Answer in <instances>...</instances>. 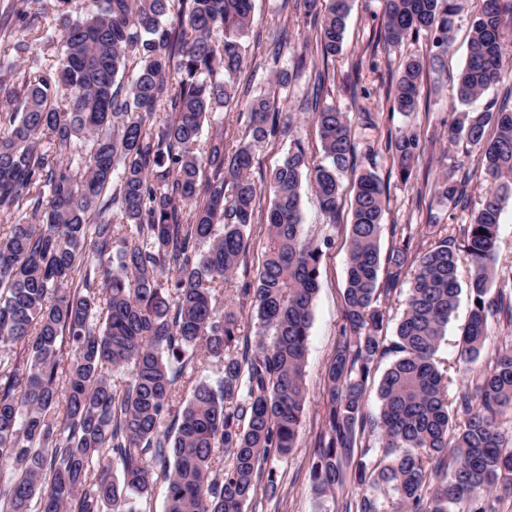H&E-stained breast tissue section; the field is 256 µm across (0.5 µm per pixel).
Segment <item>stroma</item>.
Returning a JSON list of instances; mask_svg holds the SVG:
<instances>
[{
	"instance_id": "35a3bbf8",
	"label": "stroma",
	"mask_w": 512,
	"mask_h": 512,
	"mask_svg": "<svg viewBox=\"0 0 512 512\" xmlns=\"http://www.w3.org/2000/svg\"><path fill=\"white\" fill-rule=\"evenodd\" d=\"M281 0H254L253 20L245 36L252 60L244 76L254 91L267 89L273 80L277 63L267 53L270 34L279 27L288 30V53L315 56L314 32L302 15L281 13ZM20 0H0V52L10 51L18 40L29 41L31 54L46 62L49 53L17 16ZM381 0H352V9L342 50L329 60L333 77L331 94L337 105L349 114L358 147L373 145L376 152L375 172L387 187L386 208L380 235L381 252H389L396 239L405 234L419 235L425 225L429 204L434 201L437 180L456 166L473 167L474 156L469 147L450 144L448 127L460 110L456 99L458 76L468 52L471 23L480 9V0H463L455 20L452 40L440 69L427 71L421 88L420 103L415 112L403 114L391 110L387 89L403 59L425 55L424 40L407 41L402 46L377 44L376 32L381 23ZM313 92L311 70L294 75L287 90L282 91V111L293 113L299 137L305 144L308 160L319 163L322 158L319 131L308 114L302 113L303 101ZM373 116L374 125L364 128L361 113ZM215 124L205 127V134L221 130L224 147L234 150L248 135L246 101H238L214 117ZM401 128L420 131L425 151L418 168L409 180H401L391 171L385 154V141L391 132ZM343 199L335 219L322 212L311 185L301 189L302 232L318 243L323 251L320 262L319 289L313 307V321L308 337L307 401L297 448L288 456L273 457L264 469L276 470L280 477L276 498H268L264 488H257L244 512H328L332 499L315 494L309 480L312 450L322 423L326 397L324 370L330 361L344 324L343 291L348 256V231L351 222L353 185L351 175H343ZM249 249L232 280L224 286L222 305L233 306L239 315V332L256 336L258 320L248 297L242 295L262 265L266 241L263 215H256L248 231Z\"/></svg>"
}]
</instances>
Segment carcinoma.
I'll return each instance as SVG.
<instances>
[{
  "label": "carcinoma",
  "mask_w": 512,
  "mask_h": 512,
  "mask_svg": "<svg viewBox=\"0 0 512 512\" xmlns=\"http://www.w3.org/2000/svg\"><path fill=\"white\" fill-rule=\"evenodd\" d=\"M56 2L62 10L47 36L55 72L24 70L0 113V213L15 216L0 224V512H148L159 484L165 512H244L261 481L269 497L278 492L275 471L261 462L296 448L322 256L301 236V181L336 220L340 175L356 171L348 113L321 102L331 75L316 69L309 104L323 163L310 165L277 108L290 71L307 68L301 54L250 99V139L227 155L222 132L201 137L237 97L253 0H88L76 19L63 10L70 0ZM295 6L322 60L336 56L350 0ZM459 10V0H382L377 41L429 42L425 57L403 60L391 109L416 111ZM507 33L512 0H484L460 104L512 77ZM13 50L0 54V73L14 72L30 46ZM45 135L50 147L41 149ZM285 135L288 149L267 180L264 260L243 289L259 323L253 344L217 297L247 250L260 197L255 146ZM448 140L475 152V171L491 187L471 212V171L445 173L427 210L430 243L409 233L381 258L385 186L369 169L355 176L344 324L325 369L310 468L319 495L359 489L355 500L336 499L334 512H498L512 500V427L504 426L512 343H496L490 330L512 325V276L496 272L497 228L512 196V85L501 102L460 112ZM385 153L408 180L423 153L420 134L388 136ZM445 208L470 212L469 222L445 231ZM461 252L471 309L458 356L444 365L436 354L459 302ZM411 267L389 343L384 301ZM390 352L397 359L372 420L367 389ZM212 361L222 366L216 383L193 380ZM456 373L467 384L456 385ZM376 430L380 447H362Z\"/></svg>",
  "instance_id": "1"
}]
</instances>
